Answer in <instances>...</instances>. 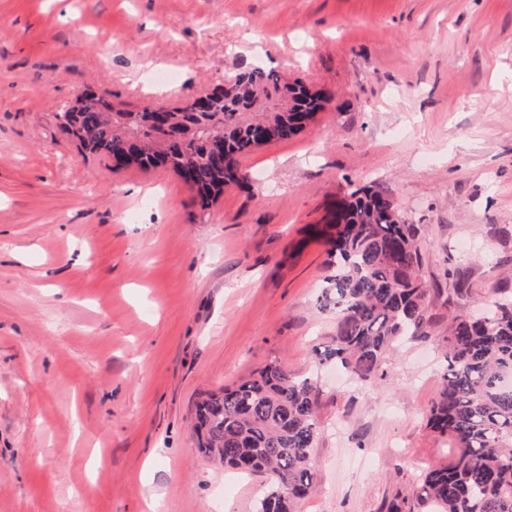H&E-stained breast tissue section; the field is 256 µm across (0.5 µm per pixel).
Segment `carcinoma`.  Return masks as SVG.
<instances>
[{"mask_svg": "<svg viewBox=\"0 0 512 512\" xmlns=\"http://www.w3.org/2000/svg\"><path fill=\"white\" fill-rule=\"evenodd\" d=\"M209 100L206 111L189 103L166 111L164 129L149 125V108L116 110L93 92L83 94L78 111L56 117L84 154L189 175L204 211L224 189L246 180L242 156L299 135L302 120H313L328 98L299 78L286 81L250 67L235 75L233 93ZM321 235L329 274L320 309L332 315L334 331L320 361L373 384L384 376L386 354L396 343L429 338L431 289L420 277L416 228L382 191L354 186L333 204ZM447 362L427 426L452 439L453 460L425 470L384 512H512V299L492 296L477 316L454 314ZM318 392L317 378H297L273 361L252 379L196 403L200 451L265 476L255 512H300L315 489Z\"/></svg>", "mask_w": 512, "mask_h": 512, "instance_id": "carcinoma-1", "label": "carcinoma"}]
</instances>
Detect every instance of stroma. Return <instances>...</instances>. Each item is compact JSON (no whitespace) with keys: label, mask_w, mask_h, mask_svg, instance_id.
I'll return each instance as SVG.
<instances>
[{"label":"stroma","mask_w":512,"mask_h":512,"mask_svg":"<svg viewBox=\"0 0 512 512\" xmlns=\"http://www.w3.org/2000/svg\"><path fill=\"white\" fill-rule=\"evenodd\" d=\"M326 89L304 132L242 157L205 211L159 167L83 155L56 114L183 105L245 67ZM180 75L169 87L154 74ZM417 228L430 339L373 388L320 364L308 238L350 184ZM512 0H0V512H252L191 435L201 393L272 361L321 375L301 512H380L452 460L426 426L449 310L512 278ZM469 293H446L447 270Z\"/></svg>","instance_id":"obj_1"}]
</instances>
